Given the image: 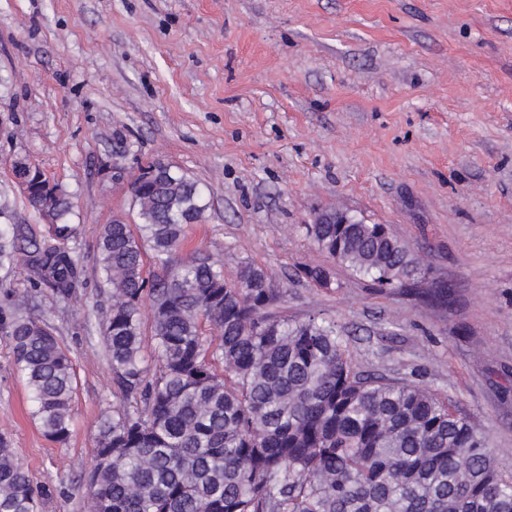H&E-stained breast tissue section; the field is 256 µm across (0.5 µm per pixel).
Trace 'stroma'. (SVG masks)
I'll use <instances>...</instances> for the list:
<instances>
[{"label": "stroma", "mask_w": 512, "mask_h": 512, "mask_svg": "<svg viewBox=\"0 0 512 512\" xmlns=\"http://www.w3.org/2000/svg\"><path fill=\"white\" fill-rule=\"evenodd\" d=\"M18 157L69 192L85 270L46 313L27 268H0V297L46 318L76 366L60 445L0 333V436L42 512H84L114 401L97 239L131 218L127 179L158 160L210 201L183 254L221 255L229 281L261 266L272 314L332 320L357 373L434 393L512 467V0H0V193L48 237ZM113 162L126 179L104 174ZM328 209L388 225L425 280L382 286L323 253L306 226ZM421 286L446 294L423 301Z\"/></svg>", "instance_id": "35a3bbf8"}]
</instances>
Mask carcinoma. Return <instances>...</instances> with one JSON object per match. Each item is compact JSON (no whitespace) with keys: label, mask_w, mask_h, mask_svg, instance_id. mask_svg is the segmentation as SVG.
<instances>
[{"label":"carcinoma","mask_w":512,"mask_h":512,"mask_svg":"<svg viewBox=\"0 0 512 512\" xmlns=\"http://www.w3.org/2000/svg\"><path fill=\"white\" fill-rule=\"evenodd\" d=\"M131 183L134 223L97 240L109 288L103 316L117 402L91 453L86 512H512V473L468 418L410 383L355 372L336 325L288 322L268 308L263 268L177 258L210 202L187 171L162 162ZM30 207L49 238L0 228V266L22 265L54 307L84 283L66 242L72 206L25 158ZM318 248L381 285L414 281L419 262L385 224H309ZM150 257L157 272L145 271ZM149 320L155 371L143 355ZM42 433L71 436L77 375L46 320L0 306ZM32 476L0 436V512H38Z\"/></svg>","instance_id":"obj_1"}]
</instances>
